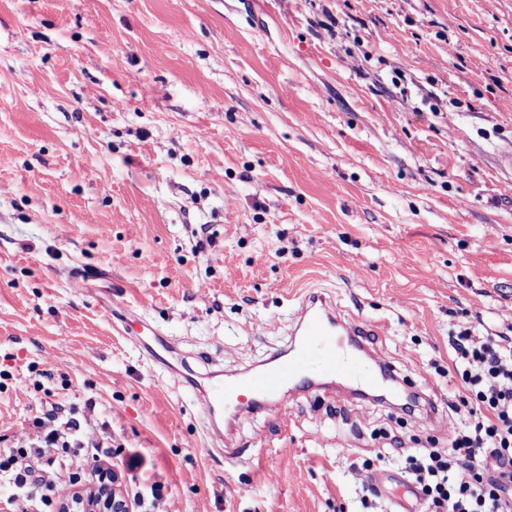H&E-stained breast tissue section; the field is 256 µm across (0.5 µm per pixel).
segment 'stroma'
I'll return each mask as SVG.
<instances>
[{
  "label": "stroma",
  "instance_id": "stroma-1",
  "mask_svg": "<svg viewBox=\"0 0 512 512\" xmlns=\"http://www.w3.org/2000/svg\"><path fill=\"white\" fill-rule=\"evenodd\" d=\"M511 149L512 0H0V450L51 409L168 512H425L374 432L446 447L449 332L512 328ZM311 291L424 407L317 357L211 446L183 377L262 370Z\"/></svg>",
  "mask_w": 512,
  "mask_h": 512
}]
</instances>
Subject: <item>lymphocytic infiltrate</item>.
Returning <instances> with one entry per match:
<instances>
[{"instance_id":"obj_1","label":"lymphocytic infiltrate","mask_w":512,"mask_h":512,"mask_svg":"<svg viewBox=\"0 0 512 512\" xmlns=\"http://www.w3.org/2000/svg\"><path fill=\"white\" fill-rule=\"evenodd\" d=\"M449 341L460 387L448 403L458 422L447 447L423 451L393 436L388 452L403 458L428 512H512V336L471 325ZM75 449L92 465L108 454L93 430L75 419L38 417L16 447L0 452V472L49 503L68 491L60 471ZM490 458L491 470L485 466Z\"/></svg>"}]
</instances>
